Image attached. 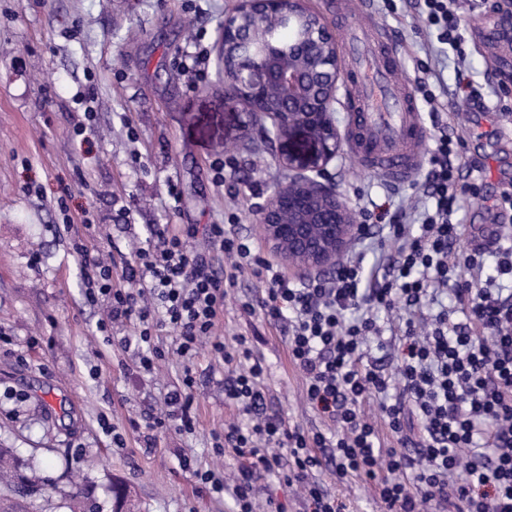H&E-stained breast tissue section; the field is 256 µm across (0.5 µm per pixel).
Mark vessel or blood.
<instances>
[{
    "mask_svg": "<svg viewBox=\"0 0 512 512\" xmlns=\"http://www.w3.org/2000/svg\"><path fill=\"white\" fill-rule=\"evenodd\" d=\"M351 73L349 138L359 162L394 184L423 164L426 129L410 84L402 80L385 31L372 20L343 30Z\"/></svg>",
    "mask_w": 512,
    "mask_h": 512,
    "instance_id": "b4317fda",
    "label": "vessel or blood"
}]
</instances>
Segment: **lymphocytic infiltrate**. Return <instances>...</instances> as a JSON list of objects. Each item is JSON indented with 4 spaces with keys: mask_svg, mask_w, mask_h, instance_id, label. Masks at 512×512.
<instances>
[{
    "mask_svg": "<svg viewBox=\"0 0 512 512\" xmlns=\"http://www.w3.org/2000/svg\"><path fill=\"white\" fill-rule=\"evenodd\" d=\"M455 2L414 6L437 41L457 51ZM463 148L460 137L435 133L419 183L422 210L361 209L364 224L392 245L371 272L354 252L332 276L294 281L230 224L153 225L147 247L119 262L74 243L83 295L108 311L98 328L130 327L121 343L136 346L137 371H153L165 355L153 334L159 326L186 363L162 413L131 420L132 431L151 445L169 424L195 430L193 365L205 355L226 367L224 399L240 415L214 435V448L240 463L229 487L215 470L194 475L229 494L235 512H254L260 482L274 473L303 488V512H346L315 480L327 468L340 481L371 484L386 512H512V236L488 238L484 226L456 222ZM200 233L203 252L189 245ZM247 275L262 288L239 309L285 327L318 429L266 414L252 342L216 334L226 298ZM376 348L390 351L391 368L379 365Z\"/></svg>",
    "mask_w": 512,
    "mask_h": 512,
    "instance_id": "obj_1",
    "label": "lymphocytic infiltrate"
}]
</instances>
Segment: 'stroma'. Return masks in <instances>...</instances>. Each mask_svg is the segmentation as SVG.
I'll use <instances>...</instances> for the list:
<instances>
[{"label": "stroma", "mask_w": 512, "mask_h": 512, "mask_svg": "<svg viewBox=\"0 0 512 512\" xmlns=\"http://www.w3.org/2000/svg\"><path fill=\"white\" fill-rule=\"evenodd\" d=\"M239 0H0V447L40 462V477L54 487V512H69L77 475L90 476L91 498L112 510V484L128 485L140 512H233L230 496L199 491L191 474L213 468L231 477L233 454L217 456L213 432L236 413L224 403V370L199 358L193 391L194 433L170 429L145 447L129 422L162 408L180 381L177 356L153 373L132 374L130 350L113 326L97 330L103 308L86 303L75 240L89 249L129 253L144 246L151 224H222L257 236V212L281 182L277 153L243 148L259 129L243 105L226 101L216 77L219 34ZM376 24L395 43L403 75L428 81L438 111L460 132L465 152L493 163L492 181L461 194L463 224H494L492 203L512 191V142L471 128L455 102L459 76L482 87L488 105L512 113V91L502 90L499 63L512 44L492 40L496 13L487 0L462 9L467 58L428 56L430 40L408 0H363ZM209 57L207 75L190 81L179 64L188 52ZM92 96L91 117L76 104ZM87 130L76 133L78 121ZM230 155L236 167L225 184L210 163ZM351 211L369 202L403 205L410 185L389 186L364 169L350 145L330 167ZM92 215L85 227L83 212ZM259 282L240 280L224 306L216 332L224 340L249 337L265 368L268 414L312 430L320 425L302 398L303 380L288 359L287 338L261 316L240 313L238 302ZM125 437L112 442L113 432ZM190 459L183 468L182 459ZM317 479L343 498L350 512H383L370 485L338 482L331 471Z\"/></svg>", "instance_id": "1"}]
</instances>
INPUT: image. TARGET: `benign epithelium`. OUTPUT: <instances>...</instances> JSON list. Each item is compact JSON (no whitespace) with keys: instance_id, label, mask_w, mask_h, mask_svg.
I'll return each mask as SVG.
<instances>
[{"instance_id":"obj_1","label":"benign epithelium","mask_w":512,"mask_h":512,"mask_svg":"<svg viewBox=\"0 0 512 512\" xmlns=\"http://www.w3.org/2000/svg\"><path fill=\"white\" fill-rule=\"evenodd\" d=\"M303 0H240L224 19L221 43L234 48L235 81L226 99L244 105L251 117L268 118L266 131L280 161L294 173L288 188L259 209L258 229L268 250L305 273L336 269L337 258L364 230L351 219L330 179L339 152L334 116L338 92L336 41L323 19L312 23L294 45L298 65L278 68L264 52L245 49L252 41L240 16L256 11L292 23ZM493 36L512 42V0H499ZM273 86L287 106L268 114Z\"/></svg>"}]
</instances>
